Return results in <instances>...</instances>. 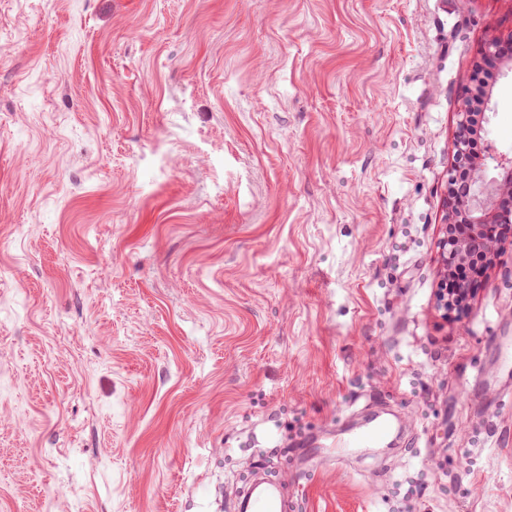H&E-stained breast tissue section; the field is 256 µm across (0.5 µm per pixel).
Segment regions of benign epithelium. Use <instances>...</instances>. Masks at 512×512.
<instances>
[{
	"label": "benign epithelium",
	"instance_id": "7a95c632",
	"mask_svg": "<svg viewBox=\"0 0 512 512\" xmlns=\"http://www.w3.org/2000/svg\"><path fill=\"white\" fill-rule=\"evenodd\" d=\"M503 42L494 37L480 51V60L502 61ZM489 81L464 91V107L458 113L455 138V160L448 177L449 210L446 231L439 242L443 266L440 302L448 309L462 310L474 291L469 284L448 289V275L456 268L481 259L482 267L490 266L499 252L501 239L494 233L500 224H512V159L499 163V177L488 183L484 163L473 157L472 145L480 131L474 122L469 103L478 94L490 95Z\"/></svg>",
	"mask_w": 512,
	"mask_h": 512
}]
</instances>
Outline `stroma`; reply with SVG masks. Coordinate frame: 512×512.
I'll return each instance as SVG.
<instances>
[{"mask_svg":"<svg viewBox=\"0 0 512 512\" xmlns=\"http://www.w3.org/2000/svg\"><path fill=\"white\" fill-rule=\"evenodd\" d=\"M512 0H0V512H512V235L437 293ZM477 151L512 158V67ZM403 439L337 463L370 409ZM287 497L284 488L273 482H265L258 489L250 490L239 504L243 512H283L286 510Z\"/></svg>","mask_w":512,"mask_h":512,"instance_id":"1","label":"stroma"}]
</instances>
